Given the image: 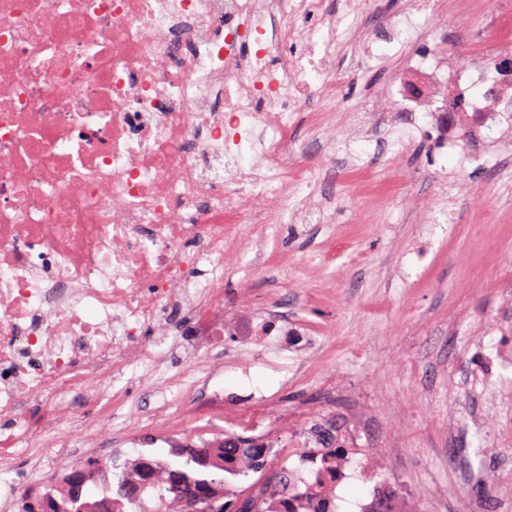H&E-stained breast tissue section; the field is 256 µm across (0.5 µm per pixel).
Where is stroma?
<instances>
[{
	"label": "stroma",
	"instance_id": "obj_1",
	"mask_svg": "<svg viewBox=\"0 0 512 512\" xmlns=\"http://www.w3.org/2000/svg\"><path fill=\"white\" fill-rule=\"evenodd\" d=\"M496 0L482 16L449 11L429 29L420 51L442 48L461 66L475 59L459 45L467 36L485 45ZM400 64L374 69L332 65L337 107L389 108ZM336 150L312 158L334 170L322 182L334 209L312 224H292L278 241L279 260L252 267L249 242L237 273L224 276V311L246 294L260 305H284L289 317L319 332L302 351L256 354L224 364L210 387L223 407L202 405L176 421L179 437L223 433L225 414L262 415L250 393L270 395L287 412V429L269 426L275 466L311 478L312 465L294 450L317 420L356 427L360 445L375 449L369 463L351 462L336 486V512H358L372 492H402L411 512H507L512 506V368L499 355L512 348V128L488 144L486 162L460 169L458 155L438 156L431 136L415 141L398 167L387 164L382 126L365 140L344 125L330 130ZM160 374L128 370L124 381L137 404L135 445L116 447L105 420L106 389L79 403L81 429L67 433L73 464L87 458L84 427L95 430L113 475L136 453L169 460L170 445L152 424V389ZM361 419H354L351 407Z\"/></svg>",
	"mask_w": 512,
	"mask_h": 512
}]
</instances>
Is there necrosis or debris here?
<instances>
[{
	"instance_id": "obj_1",
	"label": "necrosis or debris",
	"mask_w": 512,
	"mask_h": 512,
	"mask_svg": "<svg viewBox=\"0 0 512 512\" xmlns=\"http://www.w3.org/2000/svg\"><path fill=\"white\" fill-rule=\"evenodd\" d=\"M447 0H0V459L73 428L90 384L128 405L134 365H158L170 337L199 353L288 351L309 329L251 312L224 316V269L240 227L272 256L283 225L312 223L323 176L292 138L336 122L327 69L337 53L379 66L392 36L405 68L397 112L460 168L487 131L512 125V76L415 50ZM326 30L318 43L312 28ZM188 322L171 323L172 311ZM47 407L30 421L31 403Z\"/></svg>"
}]
</instances>
